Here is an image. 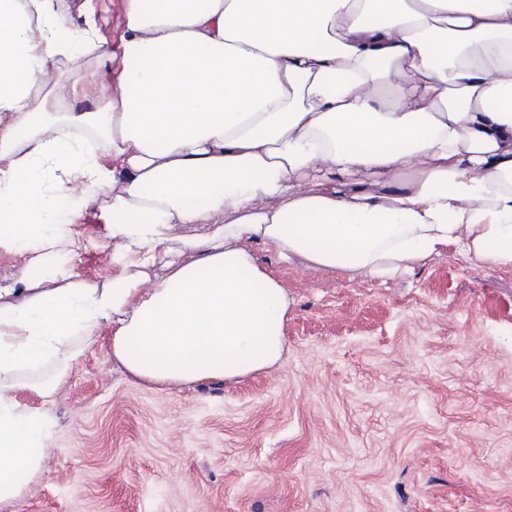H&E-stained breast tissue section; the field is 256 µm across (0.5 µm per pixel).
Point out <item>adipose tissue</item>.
<instances>
[{
	"mask_svg": "<svg viewBox=\"0 0 512 512\" xmlns=\"http://www.w3.org/2000/svg\"><path fill=\"white\" fill-rule=\"evenodd\" d=\"M69 11L0 0V251L25 254L0 280V507L55 441L8 392L49 398L95 337L164 385L281 360L288 295L252 244L379 277L451 244L512 266V0H120L113 39ZM97 193L105 283L67 227Z\"/></svg>",
	"mask_w": 512,
	"mask_h": 512,
	"instance_id": "obj_1",
	"label": "adipose tissue"
}]
</instances>
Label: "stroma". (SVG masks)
I'll return each mask as SVG.
<instances>
[{"mask_svg":"<svg viewBox=\"0 0 512 512\" xmlns=\"http://www.w3.org/2000/svg\"><path fill=\"white\" fill-rule=\"evenodd\" d=\"M94 198L82 276H119ZM280 362L131 377L102 336L54 395L55 446L6 512H512V268L455 246L385 280L281 261Z\"/></svg>","mask_w":512,"mask_h":512,"instance_id":"stroma-1","label":"stroma"}]
</instances>
